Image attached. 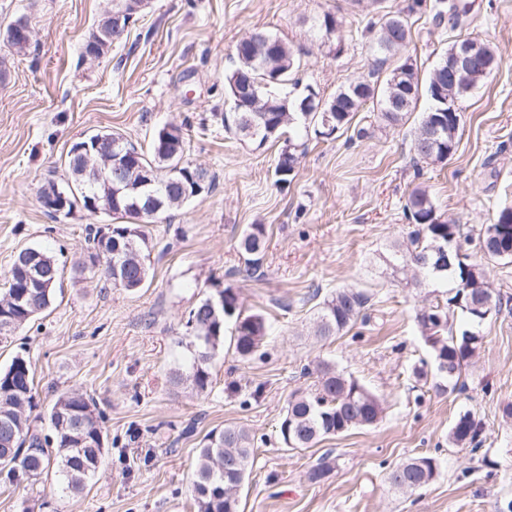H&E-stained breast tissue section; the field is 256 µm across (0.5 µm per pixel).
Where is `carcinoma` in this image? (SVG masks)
Masks as SVG:
<instances>
[{"instance_id":"obj_1","label":"carcinoma","mask_w":512,"mask_h":512,"mask_svg":"<svg viewBox=\"0 0 512 512\" xmlns=\"http://www.w3.org/2000/svg\"><path fill=\"white\" fill-rule=\"evenodd\" d=\"M419 6V0L406 8L387 12L378 21L370 23L369 31L375 33L378 52L384 54L380 63L396 60L383 83H365V89L354 92L347 86L325 100L333 109L332 117L336 129L349 125L357 112L367 105L377 113L378 120L399 126L415 111L421 96H426L429 105L412 132L411 150L413 164L423 161L444 163L456 151L461 113L446 112L448 106L440 98L452 95L454 83L448 74L438 77L428 74L420 76L416 60L407 53L411 27L409 15ZM434 20L448 22L451 28L468 25V4L457 0H433ZM343 20L331 12L318 19V26L325 36L335 34ZM253 42L244 53L234 52L232 67L224 73V95L229 103L230 116L224 117V128L236 135L248 138L244 130L253 128V141L263 144L269 139L288 136L286 145L279 153L274 175L276 182L286 184L295 175L298 164V148L294 142L309 133L320 136V117L300 109L301 103L318 92L310 85L293 95L287 88L297 89V73L300 59L288 42L279 37L259 31L251 35ZM488 74L481 69L466 72L462 80L467 82L466 91L457 94L462 100L481 86ZM253 84L264 104V111L252 108V94L246 91ZM443 118V132L433 141L426 137L427 128L435 118ZM274 133L266 136L267 127ZM119 142L124 155L130 158L131 168L122 183H114L99 176L94 169L86 167L78 158L68 159L69 178L66 182L49 181L39 191V200L47 214L55 220H64L74 209L91 196L102 212L126 222L113 224L106 230L89 229L87 233L88 254L81 269L99 277L113 288L134 292L143 287L148 277V266L143 258L150 255L151 242L146 225L161 218L174 208H180L196 199L193 194L184 195L181 189L169 183L171 171L178 165H188L185 159V141L181 128L166 125L154 132L150 153L138 150L119 134H112ZM145 166L163 175L156 177L154 191L162 201V207L136 209L140 203L141 190L136 188L140 178L139 169ZM74 186L77 195L71 196V204L61 213L51 206L59 193ZM406 218L415 224L409 243L393 246L395 265L411 267L415 276L451 285L443 305H436L418 316L425 342L432 349L439 375L448 380V391L461 389L465 367L475 356L482 343L481 327L484 321L476 317L469 302L489 298L494 313L500 311L497 298L482 262L474 260L464 252L460 243V225L438 213L437 207L427 191L413 188L404 205ZM502 224L512 227V206L503 207L495 221L485 226L481 239L483 247H495L512 251V239L491 241V230ZM131 246L142 261L120 269H112V249L116 245ZM240 247L246 255V271L252 272L260 266L265 248V228L253 224L241 239ZM448 250V261L440 262L436 249ZM5 291L0 294V342L25 327L33 318L46 312L54 303L55 286L34 288L28 285L22 255H17L5 275ZM224 306L212 313L209 298L200 300L187 311L185 322L191 350V361L185 370H177L172 381L190 383L199 392H206L212 384L210 364L224 348V327L233 322V345L237 355L247 358L252 355L268 336L267 323L263 315L244 313L240 309L236 290L227 286L220 291ZM370 296L354 288H339L325 299L319 307L316 320V335L322 338L335 336L365 316ZM5 404L21 405L23 409L8 414L0 413V438L5 433L15 436L13 447H0V475L3 483L16 485L23 479L36 477L49 469H56L60 488L70 494H80L95 475L105 451L107 433L103 414L93 398L83 394L64 391L57 395L47 413L53 434L41 436L35 429L34 415L37 408L34 393V373L31 363L16 355L0 369V407ZM383 413L382 402L358 381L336 372L328 363L322 364L315 390L297 393L288 401L286 413L280 424L283 443L291 448H307L318 438L343 433L351 428L370 426L379 421ZM480 429L473 415L465 413L456 420L448 435L457 446L478 447ZM252 448L246 430L226 427L212 431L205 437L199 450L198 463L193 478V497L197 512H238L235 500L224 495V490L241 483L250 463ZM231 461L230 472L215 466L217 462ZM432 457H415L397 464L389 473L390 485L398 491L412 492L433 480L437 467Z\"/></svg>"}]
</instances>
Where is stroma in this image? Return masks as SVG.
Masks as SVG:
<instances>
[{
	"mask_svg": "<svg viewBox=\"0 0 512 512\" xmlns=\"http://www.w3.org/2000/svg\"><path fill=\"white\" fill-rule=\"evenodd\" d=\"M472 2L468 33L496 45L502 61L461 101L448 162L415 177L418 115L392 127L363 111L333 137L309 139L293 180L279 186L283 140H240L220 118L235 46L256 31L277 35L299 56L302 83L331 97L378 66L366 30L378 19L371 0H149L125 43L88 60L84 41L112 0H0V30L22 15L32 28L25 53L0 42V278L28 247L62 269L52 307L0 345V368L18 354L29 359L42 413L56 392L92 395L108 441L83 493L61 495L51 475L14 490L0 484V512H195L199 449L227 427L244 428L253 448L238 512H500L512 501V420L501 413L512 402V262L486 264L501 309L482 328L464 390L451 394L416 319L443 289L415 284L390 256L413 229L403 207L414 187L461 225L473 253L481 229L512 205V0ZM431 5L422 0L410 17V51L424 75L456 38L436 25ZM327 11L343 19L338 55L314 25ZM169 124L183 131L186 159L219 186L151 225L144 288L104 285L76 263L86 226L109 216L80 208L52 221L39 190L66 179L75 141L107 130L145 148ZM362 127L369 134L356 139ZM253 224L266 229V251L249 274L238 243ZM228 285L245 312L265 317V345L246 360L225 347L206 393L174 384L188 357L180 344L187 310ZM342 287L369 294L366 316L321 339L317 308ZM324 362L377 395L382 418L288 448L279 432L288 399L311 387ZM467 411L482 429L476 452L448 440ZM418 456L436 460L435 478L414 493L393 489L392 467ZM323 459L332 471L311 483L307 473Z\"/></svg>",
	"mask_w": 512,
	"mask_h": 512,
	"instance_id": "obj_1",
	"label": "stroma"
}]
</instances>
